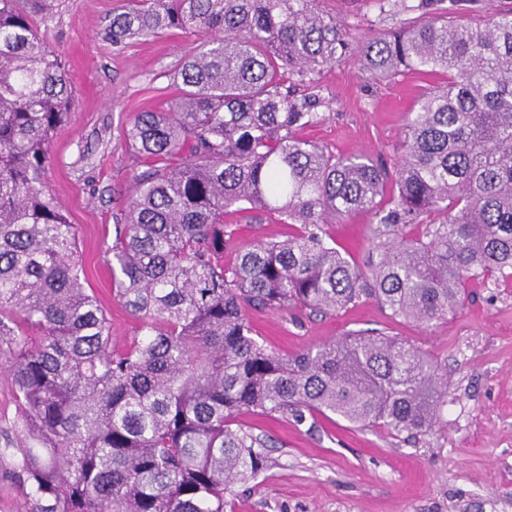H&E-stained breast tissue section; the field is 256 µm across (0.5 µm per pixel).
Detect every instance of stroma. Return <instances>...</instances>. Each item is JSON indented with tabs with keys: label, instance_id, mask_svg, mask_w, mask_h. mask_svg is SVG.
Returning a JSON list of instances; mask_svg holds the SVG:
<instances>
[{
	"label": "stroma",
	"instance_id": "35a3bbf8",
	"mask_svg": "<svg viewBox=\"0 0 512 512\" xmlns=\"http://www.w3.org/2000/svg\"><path fill=\"white\" fill-rule=\"evenodd\" d=\"M116 0H63L49 41L65 51L74 93L71 115L53 142L49 185L79 231L86 281L110 310L112 339L123 344L135 321L115 296L106 250L131 193L139 159L124 142L134 115L177 96L173 75L198 44L173 31L113 45L108 25ZM353 40L397 26L372 0H323ZM444 72L404 71L367 79L357 58L325 66L317 94L320 124L298 138L339 155L363 154L396 170L409 112ZM371 217L360 212L327 225L338 248L357 263L368 257ZM272 219L237 223L224 262L256 241L282 239ZM454 315L424 326L392 317L366 301L344 311L250 310L251 323L273 350L295 354L352 331L396 336L434 357L448 382V402L432 433L407 440L381 428L360 430L338 416L304 423L243 413L245 430L266 436L269 452L256 480L238 487L234 512H512V283L474 277Z\"/></svg>",
	"mask_w": 512,
	"mask_h": 512
}]
</instances>
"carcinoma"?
Wrapping results in <instances>:
<instances>
[{
  "instance_id": "carcinoma-1",
  "label": "carcinoma",
  "mask_w": 512,
  "mask_h": 512,
  "mask_svg": "<svg viewBox=\"0 0 512 512\" xmlns=\"http://www.w3.org/2000/svg\"><path fill=\"white\" fill-rule=\"evenodd\" d=\"M321 0H121L112 43L170 30L206 37L177 73L179 96L125 131L141 158L107 263L138 323L112 344L86 287L78 230L47 186L72 88L49 42L61 0H0V368L16 441L7 474L26 512H225L264 469L267 440L240 413H331L357 429L417 438L435 427L447 378L401 339L349 333L283 355L248 311L328 314L372 300L430 325L460 309L467 281H512V10L483 27L445 0H376L418 20L354 43ZM355 52L372 81L448 72L409 113L388 169L295 136L324 119L316 86ZM275 217L292 232L224 265L228 217ZM371 215L365 267L324 226ZM412 228L418 234L409 233Z\"/></svg>"
}]
</instances>
